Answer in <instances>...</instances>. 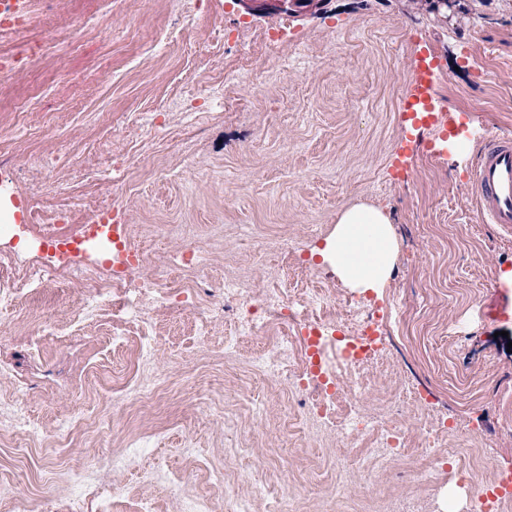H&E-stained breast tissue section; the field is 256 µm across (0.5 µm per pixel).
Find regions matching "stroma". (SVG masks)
<instances>
[{"label": "stroma", "mask_w": 512, "mask_h": 512, "mask_svg": "<svg viewBox=\"0 0 512 512\" xmlns=\"http://www.w3.org/2000/svg\"><path fill=\"white\" fill-rule=\"evenodd\" d=\"M32 23L0 35V55L47 41L23 73H0V161L13 173L0 193L16 206L0 249L46 259L48 240L24 225L35 200L88 215L111 203L153 244L143 274L166 287L199 284L213 315L198 347L186 313L152 315L153 367L165 379L148 402L123 391L139 375L132 351L112 345L101 321L73 323L85 285L48 287L0 325V404L20 398L30 430L0 439V512H32L61 489L80 492L82 512H100L105 485L134 512L151 495L175 512L179 487L148 480L194 457L234 476L244 469L297 498L299 512H379L393 496L420 512H466L493 470L512 468V232L480 223L470 171L488 135H512V0H461L457 14L431 0H327L322 13L245 16L229 0H207L183 20L172 0H28ZM273 30L278 39L262 42ZM307 64L290 65L298 47ZM431 64L434 113L457 116L455 141L434 152L441 128L401 118L420 60ZM262 77L242 80L241 68ZM224 83V109L190 111ZM162 120L149 136L132 129L144 108ZM365 204L391 221L397 251L377 300L405 307L379 321L383 359L421 395L400 422L462 423L438 454L408 449L390 472L351 473L337 483L336 447L287 435L294 417L283 384L263 389L265 410L249 426L254 454L236 449L225 416H245L255 395L243 360L224 358V271L249 270L274 287L282 249L306 265L341 215ZM321 237H312V228ZM204 252L191 277L171 274L169 258ZM70 434L49 438L60 421ZM137 442V465L89 481L87 467ZM466 446L471 478L433 490L414 475L442 468Z\"/></svg>", "instance_id": "obj_1"}]
</instances>
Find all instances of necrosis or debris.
I'll return each mask as SVG.
<instances>
[{
  "mask_svg": "<svg viewBox=\"0 0 512 512\" xmlns=\"http://www.w3.org/2000/svg\"><path fill=\"white\" fill-rule=\"evenodd\" d=\"M27 228L36 235L71 244L69 214L64 210L44 215L39 204L26 208ZM134 232L126 227L112 241V272L91 281L84 291L85 313L112 314V343L135 342L141 365L155 356L151 313L158 307L192 311L196 337L206 344L211 318L191 294H174L140 275V250L129 247ZM0 270L7 272L8 284L0 290V306L11 307L24 295L35 293L46 281L70 282L82 271L68 257L54 254L51 263L22 264L0 253ZM277 288H254L251 278L239 271L224 275V314L233 330L224 338V356L245 357L251 372L267 381L287 382L299 398L300 429L319 430L335 439L342 451L334 466L338 478H346L354 465L386 472L408 448L429 451L441 447L448 435V423L430 422L409 430L391 417H375L362 411L370 370L380 363V339L365 312L364 301L341 297L334 288H296L292 272L281 269ZM251 342L243 351V342ZM160 482L187 487L178 503L179 512H216L217 501L231 504L232 512H254L259 502L283 505L281 492L263 479H248L249 492L240 496L237 482L223 471L210 473L204 490H196V474L186 470L169 475L156 473Z\"/></svg>",
  "mask_w": 512,
  "mask_h": 512,
  "instance_id": "necrosis-or-debris-1",
  "label": "necrosis or debris"
}]
</instances>
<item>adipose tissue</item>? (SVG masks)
Masks as SVG:
<instances>
[{"instance_id":"1","label":"adipose tissue","mask_w":512,"mask_h":512,"mask_svg":"<svg viewBox=\"0 0 512 512\" xmlns=\"http://www.w3.org/2000/svg\"><path fill=\"white\" fill-rule=\"evenodd\" d=\"M394 250L388 217L375 208L356 206L342 215L321 256L344 281L366 290L386 280Z\"/></svg>"}]
</instances>
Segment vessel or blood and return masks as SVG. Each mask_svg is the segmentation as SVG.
<instances>
[{
	"mask_svg": "<svg viewBox=\"0 0 512 512\" xmlns=\"http://www.w3.org/2000/svg\"><path fill=\"white\" fill-rule=\"evenodd\" d=\"M481 223L512 229V136H489L470 175Z\"/></svg>",
	"mask_w": 512,
	"mask_h": 512,
	"instance_id": "obj_1",
	"label": "vessel or blood"
}]
</instances>
